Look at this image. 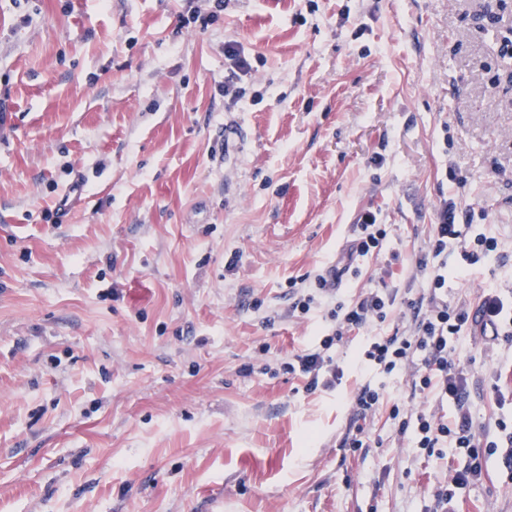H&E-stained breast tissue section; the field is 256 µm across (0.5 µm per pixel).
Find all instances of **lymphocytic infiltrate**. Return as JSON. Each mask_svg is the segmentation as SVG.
I'll use <instances>...</instances> for the list:
<instances>
[{"label": "lymphocytic infiltrate", "instance_id": "lymphocytic-infiltrate-1", "mask_svg": "<svg viewBox=\"0 0 512 512\" xmlns=\"http://www.w3.org/2000/svg\"><path fill=\"white\" fill-rule=\"evenodd\" d=\"M473 208L448 199L437 212L433 232L416 260V273L422 279L418 297L407 299L410 318L403 329L390 336H372L374 323L385 322L397 298L396 292L369 288L350 303H337L326 316L328 321L318 347L294 355L288 363L289 373L305 379L309 391L332 389L340 385L344 370L335 362L331 350L341 346L353 332L363 333L358 351L361 366L390 375L403 373L410 379L412 395H429L432 406L411 408L392 405L389 417L397 422L400 439L425 457L447 458L465 450L470 458L467 468L454 471L446 483L431 492L432 512H448L457 489L481 480L486 461L498 456L512 481V388L504 382L503 367L489 375L486 398L498 411L493 422L475 426L472 410L470 377L456 362L461 334L485 321L493 338L512 347V280L503 290L484 293L478 304L448 300V255L456 253L467 267L488 262L505 263L507 252L498 237L474 222ZM381 387L360 385L349 401L353 426L336 442L344 451H358L370 446L382 447L383 440L373 437L366 423L383 408Z\"/></svg>", "mask_w": 512, "mask_h": 512}]
</instances>
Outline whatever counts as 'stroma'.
Masks as SVG:
<instances>
[{"label": "stroma", "mask_w": 512, "mask_h": 512, "mask_svg": "<svg viewBox=\"0 0 512 512\" xmlns=\"http://www.w3.org/2000/svg\"><path fill=\"white\" fill-rule=\"evenodd\" d=\"M509 40L512 0H0V512H427L463 461L400 445L406 378L357 370L354 340L335 390L286 363L364 287L400 297L377 334L405 325L453 194L512 252ZM368 210L380 255L289 316V281L342 260ZM510 276H449L448 300ZM463 345L483 425L512 350ZM367 380L384 445L347 457ZM487 469L458 512H512Z\"/></svg>", "instance_id": "obj_1"}]
</instances>
